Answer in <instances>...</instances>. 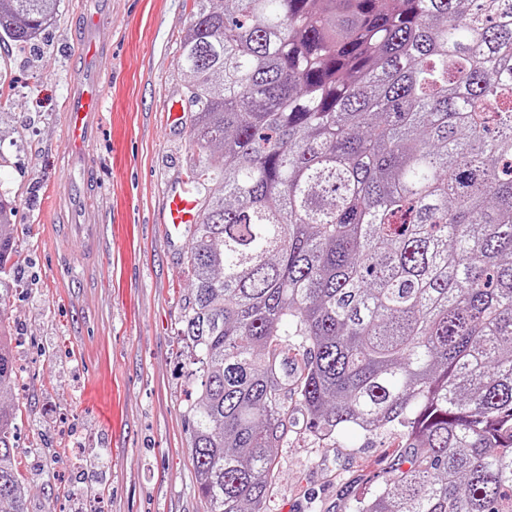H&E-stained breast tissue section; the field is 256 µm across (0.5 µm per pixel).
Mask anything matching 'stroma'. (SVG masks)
I'll return each instance as SVG.
<instances>
[{
    "instance_id": "1",
    "label": "stroma",
    "mask_w": 512,
    "mask_h": 512,
    "mask_svg": "<svg viewBox=\"0 0 512 512\" xmlns=\"http://www.w3.org/2000/svg\"><path fill=\"white\" fill-rule=\"evenodd\" d=\"M86 0H61L38 45L0 43V196L14 209L16 252L0 278L18 289L5 309L18 383V455L27 512H207L197 490L185 414L195 398L190 351L177 338L191 296L189 234L170 240L166 201L189 159L188 74L178 64L192 0H109L98 37L104 119L78 168L67 163L63 102L79 63ZM76 197L98 235L59 257L46 237L69 220L55 197ZM274 449L267 512H352L377 490L403 445L400 432L349 428L321 439L289 396Z\"/></svg>"
}]
</instances>
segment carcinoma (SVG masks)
<instances>
[{
    "instance_id": "cac0c4a2",
    "label": "carcinoma",
    "mask_w": 512,
    "mask_h": 512,
    "mask_svg": "<svg viewBox=\"0 0 512 512\" xmlns=\"http://www.w3.org/2000/svg\"><path fill=\"white\" fill-rule=\"evenodd\" d=\"M59 3L0 0V41ZM193 3L178 336L209 512H266L290 389L324 437L402 433L355 512H512V0ZM11 224L0 198V267ZM17 420L0 405V512H25Z\"/></svg>"
}]
</instances>
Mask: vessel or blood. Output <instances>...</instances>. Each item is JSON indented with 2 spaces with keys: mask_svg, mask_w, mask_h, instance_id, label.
I'll list each match as a JSON object with an SVG mask.
<instances>
[{
  "mask_svg": "<svg viewBox=\"0 0 512 512\" xmlns=\"http://www.w3.org/2000/svg\"><path fill=\"white\" fill-rule=\"evenodd\" d=\"M104 11V6L95 4L84 15L85 36L80 45L82 63L64 102L65 136L75 155L88 153L98 135L103 107L100 61L104 47L96 39L95 31ZM166 209V227L170 237H180L188 225L199 220L196 202L187 192L172 194Z\"/></svg>",
  "mask_w": 512,
  "mask_h": 512,
  "instance_id": "obj_1",
  "label": "vessel or blood"
}]
</instances>
